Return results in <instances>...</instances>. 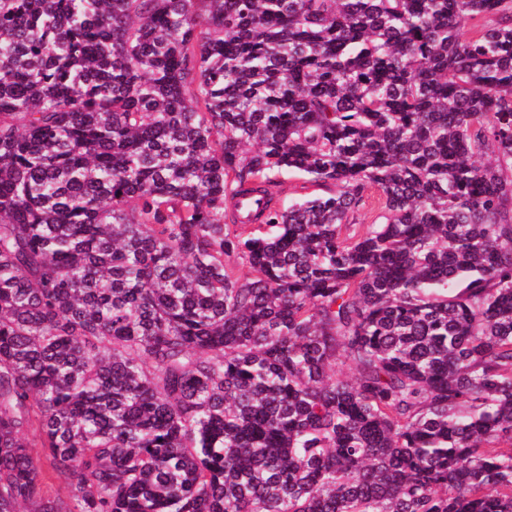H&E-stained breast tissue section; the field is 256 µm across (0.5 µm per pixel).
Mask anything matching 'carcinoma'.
I'll return each mask as SVG.
<instances>
[{"mask_svg": "<svg viewBox=\"0 0 512 512\" xmlns=\"http://www.w3.org/2000/svg\"><path fill=\"white\" fill-rule=\"evenodd\" d=\"M0 512H512V0H0ZM280 180L282 182L279 188L281 190L280 197L287 203L291 200L324 194L328 191L327 189L313 186L311 183L306 182L304 178L294 174L283 175L280 177Z\"/></svg>", "mask_w": 512, "mask_h": 512, "instance_id": "carcinoma-1", "label": "carcinoma"}]
</instances>
